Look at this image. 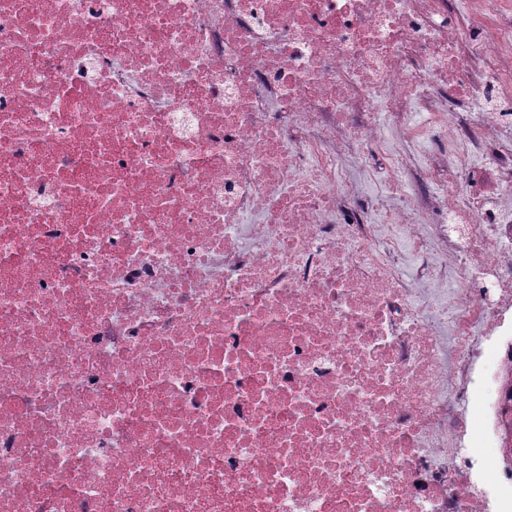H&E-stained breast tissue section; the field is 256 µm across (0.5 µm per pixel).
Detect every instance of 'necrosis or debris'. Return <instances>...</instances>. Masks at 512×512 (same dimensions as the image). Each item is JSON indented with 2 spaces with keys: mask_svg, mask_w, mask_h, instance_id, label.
<instances>
[{
  "mask_svg": "<svg viewBox=\"0 0 512 512\" xmlns=\"http://www.w3.org/2000/svg\"><path fill=\"white\" fill-rule=\"evenodd\" d=\"M0 0V512H512V0Z\"/></svg>",
  "mask_w": 512,
  "mask_h": 512,
  "instance_id": "4bbe7bcc",
  "label": "necrosis or debris"
}]
</instances>
